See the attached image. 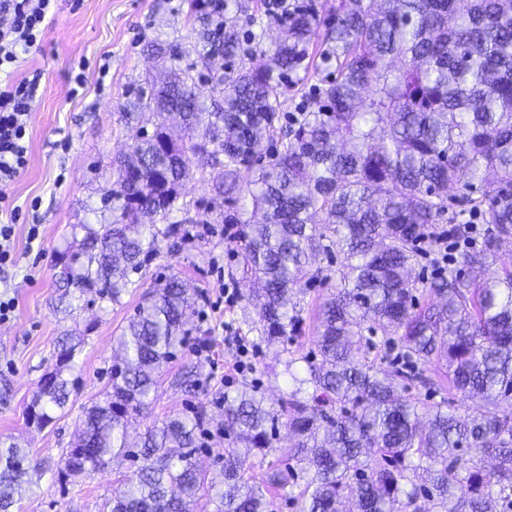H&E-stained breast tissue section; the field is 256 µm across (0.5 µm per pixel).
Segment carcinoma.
<instances>
[{
    "mask_svg": "<svg viewBox=\"0 0 512 512\" xmlns=\"http://www.w3.org/2000/svg\"><path fill=\"white\" fill-rule=\"evenodd\" d=\"M220 11H199L205 29L185 69L182 51L151 42L165 81L138 94L124 117L129 124L148 109L154 130L135 133L130 153L112 160L99 207L107 219L73 226L81 238L59 253L66 278L56 310L88 296L122 303L137 287L132 275L189 223L181 190L204 153L215 198L250 200L224 216L243 225L240 259L257 283L244 296L257 319L244 323L266 347H281L286 371L303 362L307 376H292L278 410L254 390L224 401L217 425L236 447L218 452L214 472L196 458L211 423L203 405L130 442L128 418L149 405L186 344L192 304L171 276L142 295L113 347L111 387L83 407L80 433L56 466L29 462L13 437H0V512H13L32 473L64 482L120 457L135 469L98 512H190L203 497L212 512H269V489L298 480L294 465L268 461L283 417L294 439L288 460L308 471L298 512L512 509V270L472 277L512 245V0H339L329 21L312 4L294 5L277 41L255 43L259 66L246 64ZM320 31V57L335 70L316 88V107L285 114L279 89L311 76ZM198 66L211 82L207 97L194 90ZM450 186L479 215L484 240L416 280L420 243L438 235L453 206ZM175 212L182 218L169 221ZM319 254L341 258L339 267L313 268ZM333 279L311 361L284 347L304 322L288 294ZM419 290L431 301L419 305ZM367 332L398 342L394 370L365 352ZM82 342L71 332L58 340L28 421L44 426L65 410L79 388L71 372ZM439 355L452 388L484 402L464 419L443 398L427 405L401 395V379L431 389L423 366ZM257 464L266 466L261 483L246 476Z\"/></svg>",
    "mask_w": 512,
    "mask_h": 512,
    "instance_id": "carcinoma-1",
    "label": "carcinoma"
}]
</instances>
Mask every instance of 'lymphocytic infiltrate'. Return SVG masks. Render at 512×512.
I'll return each instance as SVG.
<instances>
[{"label":"lymphocytic infiltrate","mask_w":512,"mask_h":512,"mask_svg":"<svg viewBox=\"0 0 512 512\" xmlns=\"http://www.w3.org/2000/svg\"><path fill=\"white\" fill-rule=\"evenodd\" d=\"M0 201L28 163L27 116L40 91L41 74L14 73L23 54L38 45L57 13V0H0Z\"/></svg>","instance_id":"1"}]
</instances>
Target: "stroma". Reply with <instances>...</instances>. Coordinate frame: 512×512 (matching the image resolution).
Instances as JSON below:
<instances>
[{"instance_id":"obj_1","label":"stroma","mask_w":512,"mask_h":512,"mask_svg":"<svg viewBox=\"0 0 512 512\" xmlns=\"http://www.w3.org/2000/svg\"><path fill=\"white\" fill-rule=\"evenodd\" d=\"M227 17L241 34L262 27L273 38L280 26L266 12L264 0H224ZM198 25L191 0H59V10L40 46L26 55L21 74L39 71L40 95L28 117V165L8 186L19 211L15 220L16 266L0 270V293L14 297L15 315L0 323V435L16 439L34 458L58 459L79 431L84 403L98 397L110 380L112 345L140 301V291L122 304L98 303L78 308L73 315L55 312L61 285L58 253L72 240L76 224H97L100 198L108 181L113 156L132 142L135 128L122 112L146 81L156 77V62L147 55L150 41L181 44L191 51ZM83 74L84 85L72 94V78ZM39 225L40 241L27 240L30 225ZM185 240L162 248L146 268L145 288L170 276L188 281L194 293L193 315L187 324L189 344L164 368L146 415L128 425L138 436L153 421L182 415L205 404L220 414L217 399L255 390L278 402L292 382L284 361L256 342L255 333L243 335V347L227 346L225 339L239 334L237 325L248 317L242 297L249 287L238 246L224 234L223 224H191ZM225 287L232 303L218 298L203 302V290ZM332 289L315 282L301 297L304 324L288 346L304 354L316 350L314 327L318 305ZM85 336L74 358L80 389L65 412L40 428L26 420L37 381L53 363L56 344L65 331ZM210 341L209 355L196 352L192 340ZM193 371V390L173 387L182 371ZM131 471L129 462L115 461L110 469L79 482L60 483L49 477L33 479L14 512H97L96 505L120 486Z\"/></svg>"}]
</instances>
